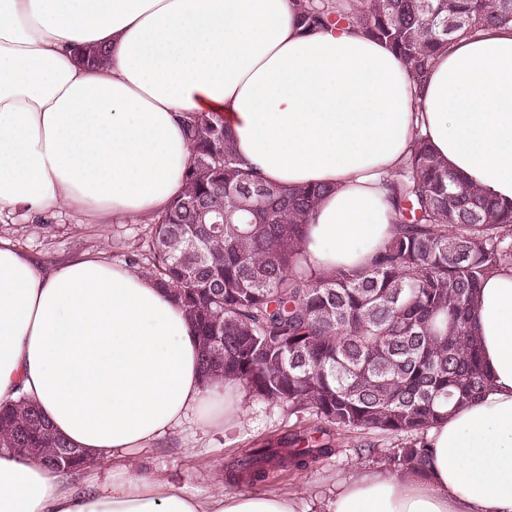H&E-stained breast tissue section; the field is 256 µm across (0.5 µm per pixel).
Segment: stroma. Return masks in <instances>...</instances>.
I'll use <instances>...</instances> for the list:
<instances>
[{"label":"stroma","instance_id":"35a3bbf8","mask_svg":"<svg viewBox=\"0 0 512 512\" xmlns=\"http://www.w3.org/2000/svg\"><path fill=\"white\" fill-rule=\"evenodd\" d=\"M143 226L133 218L121 223L90 224L61 210L36 219L0 223V238L38 255L46 266L81 255L126 263ZM321 421L308 414H289L285 405L248 400L246 413L235 425L201 428L186 422L180 429L146 448L131 450L130 463L144 466L164 480L195 495L219 490L233 463L250 449L280 446L296 429L317 428ZM334 455L320 459L304 470L269 472L257 485L260 493L284 494L299 504L302 512H328L338 485L359 470L385 471L381 460L361 457L360 444L375 441L383 449L396 446L395 438H372L364 431L331 434Z\"/></svg>","mask_w":512,"mask_h":512}]
</instances>
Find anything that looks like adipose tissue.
<instances>
[{"instance_id":"ef3b65f1","label":"adipose tissue","mask_w":512,"mask_h":512,"mask_svg":"<svg viewBox=\"0 0 512 512\" xmlns=\"http://www.w3.org/2000/svg\"><path fill=\"white\" fill-rule=\"evenodd\" d=\"M95 48L104 65L78 61ZM199 112L263 180L332 186L308 230L317 270L361 267L393 236L384 183L415 136L512 203V28L460 40L419 89L360 29L303 31L295 0H0V221L164 211ZM475 320L491 385L428 430L427 472L357 475L331 512H512V268L485 281ZM24 396L97 472L74 484L0 448V512H298L276 494L200 498L127 462L187 419L235 423L245 396L204 387L192 323L126 266L50 268L0 240V404Z\"/></svg>"}]
</instances>
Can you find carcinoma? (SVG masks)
Instances as JSON below:
<instances>
[{"mask_svg":"<svg viewBox=\"0 0 512 512\" xmlns=\"http://www.w3.org/2000/svg\"><path fill=\"white\" fill-rule=\"evenodd\" d=\"M296 10L310 32L358 26L399 55L417 88L456 36L512 26V0H356L349 11L339 0H297ZM187 132L185 186L144 218L131 263L172 290L194 324L203 385L232 380L293 414L394 437L386 455L371 442L363 452L426 472L428 429L490 384L472 313L482 282L512 267V205L448 172L419 136L386 184L393 237L361 269L316 272L304 252L325 189L263 182L207 113L190 117ZM286 444L252 449L228 481L257 485L272 469H306L336 452L305 430ZM0 448L58 471L89 464L26 399L0 406Z\"/></svg>","mask_w":512,"mask_h":512,"instance_id":"obj_1","label":"carcinoma"}]
</instances>
